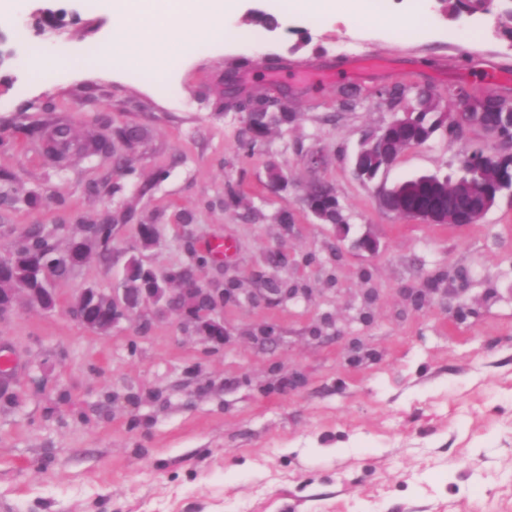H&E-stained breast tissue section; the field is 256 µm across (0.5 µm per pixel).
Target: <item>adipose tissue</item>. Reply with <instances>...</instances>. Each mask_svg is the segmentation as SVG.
Masks as SVG:
<instances>
[{"label": "adipose tissue", "mask_w": 512, "mask_h": 512, "mask_svg": "<svg viewBox=\"0 0 512 512\" xmlns=\"http://www.w3.org/2000/svg\"><path fill=\"white\" fill-rule=\"evenodd\" d=\"M231 0H113L117 21L102 51L104 63L147 52L169 62L175 50L200 35L226 34Z\"/></svg>", "instance_id": "adipose-tissue-1"}]
</instances>
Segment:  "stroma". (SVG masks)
<instances>
[{"label":"stroma","mask_w":512,"mask_h":512,"mask_svg":"<svg viewBox=\"0 0 512 512\" xmlns=\"http://www.w3.org/2000/svg\"><path fill=\"white\" fill-rule=\"evenodd\" d=\"M49 6L60 28L43 34L29 0H0V259L34 226L61 249L81 224L111 222L113 240L108 258L91 254L56 283L54 310L21 299L0 320V355L12 360L0 378V512H512V198L448 228L377 204L381 188L457 174L458 156L489 142L435 136L371 182L351 166L362 134L393 117L384 88L431 91L451 112L459 87L512 98L504 5L454 19L428 0L433 22L413 41L354 25L341 8L314 19L278 0H233L238 37L205 38L163 77L149 55L80 65L109 40L112 0ZM349 38L367 52L344 54ZM32 44L74 63L33 80ZM297 60L323 77L267 79L272 63ZM230 71L241 94H282L295 114L250 153L242 114L223 105ZM348 85L363 98L341 111L336 90ZM31 125L70 129L78 148L64 166L25 134ZM126 125L145 131L135 147L116 135ZM273 164L287 189L269 187ZM315 175L334 187L348 237L305 206ZM141 224L157 229L152 249ZM366 232L376 253L352 245ZM218 241L233 249L202 269L205 281H274L311 301L225 300L220 344L151 306L106 335L65 311L83 288L117 286L130 256L167 269ZM457 267L471 276L466 320L451 321L440 294L419 310L405 300L403 289ZM268 328L277 345L257 343Z\"/></svg>","instance_id":"stroma-1"}]
</instances>
